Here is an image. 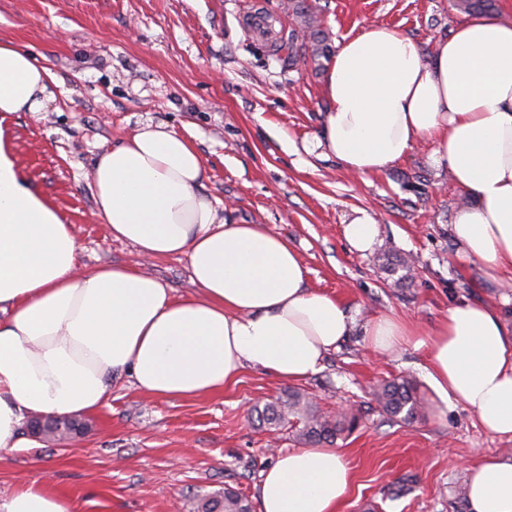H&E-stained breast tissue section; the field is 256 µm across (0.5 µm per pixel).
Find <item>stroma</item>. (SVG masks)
Returning <instances> with one entry per match:
<instances>
[{
  "label": "stroma",
  "instance_id": "1",
  "mask_svg": "<svg viewBox=\"0 0 512 512\" xmlns=\"http://www.w3.org/2000/svg\"><path fill=\"white\" fill-rule=\"evenodd\" d=\"M257 2L281 21L277 43L247 27L245 0H0V40L55 79L45 111L13 113L0 129L22 176L74 225L79 265L144 264L174 295L193 292L186 257L144 262L95 214L88 176L99 155L152 123L180 132L201 155L205 197L235 223L286 239L309 288L335 297L357 325L392 315L427 332L463 298L495 304L512 321V288L488 280L451 234L462 193L429 165L428 147L366 179L310 150L327 108L328 63L293 38L286 0ZM318 2L332 42L380 24L426 56L465 19L452 0ZM358 209L379 227L364 254L344 237ZM403 257L413 281L398 288L392 268ZM425 364L412 347L373 356L356 332L298 382L321 410L361 416L335 444L354 476L341 512H469L466 464L512 450V439L486 433L468 407L440 402ZM397 376L417 383L424 411L415 421L383 414L371 397ZM109 386V404L88 416L80 446L41 441L0 452L1 498L47 478L74 512H193L198 498L227 487L256 499L260 472L298 446L288 431L249 421L251 407L288 388L257 368L191 398L153 396L125 374Z\"/></svg>",
  "mask_w": 512,
  "mask_h": 512
}]
</instances>
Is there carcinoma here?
<instances>
[{
	"label": "carcinoma",
	"instance_id": "obj_1",
	"mask_svg": "<svg viewBox=\"0 0 512 512\" xmlns=\"http://www.w3.org/2000/svg\"><path fill=\"white\" fill-rule=\"evenodd\" d=\"M453 7L468 15L484 14L494 8V0H453ZM288 10L295 22L294 31L312 44L313 56L328 59L335 53L329 34L322 27L316 7L309 0H289ZM373 399L386 415L404 421L415 420L422 409L413 380L399 377L380 383L373 391ZM257 421L275 429H290L296 438L309 445L331 446L358 425L359 416L353 412L340 415L325 413L313 398L299 390H288L276 400L253 409ZM86 431V424L75 417L65 419L62 431L48 430L46 437H70ZM194 512H252L249 500L226 488L200 500Z\"/></svg>",
	"mask_w": 512,
	"mask_h": 512
}]
</instances>
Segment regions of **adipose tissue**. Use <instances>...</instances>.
Instances as JSON below:
<instances>
[{
	"mask_svg": "<svg viewBox=\"0 0 512 512\" xmlns=\"http://www.w3.org/2000/svg\"><path fill=\"white\" fill-rule=\"evenodd\" d=\"M50 70L0 42V120L40 112L55 97ZM316 146L368 177L416 145L467 197L451 233L485 275L512 274V23L468 17L432 55L399 31L371 25L344 38L326 71ZM205 165L177 131L144 125L96 162V214L143 259L186 256L193 294L174 296L124 265L77 264L73 225L35 194L0 144V450L26 448L31 415H92L112 375L129 373L160 397L223 389L246 367L306 379L350 334L342 304L307 286L308 270L281 236L220 215L200 187ZM363 332L371 353L425 348L441 401L475 411L512 439V324L489 304L461 300L430 338L380 316ZM470 512H512V456L468 469ZM352 485L335 448L280 454L260 474L259 512H339ZM0 512H73L50 483L19 485Z\"/></svg>",
	"mask_w": 512,
	"mask_h": 512,
	"instance_id": "1",
	"label": "adipose tissue"
}]
</instances>
